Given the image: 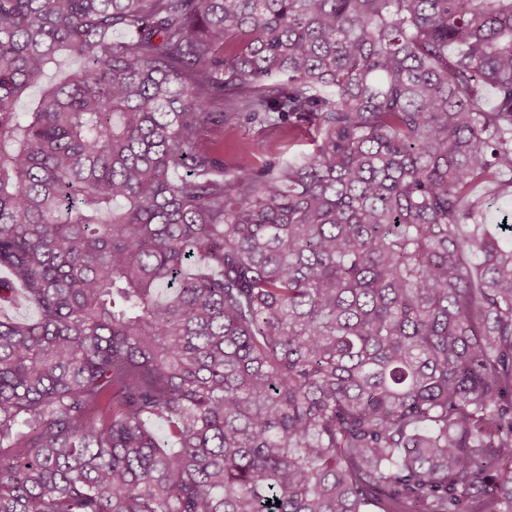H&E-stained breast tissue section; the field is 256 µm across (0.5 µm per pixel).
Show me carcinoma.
Segmentation results:
<instances>
[{"label": "carcinoma", "mask_w": 512, "mask_h": 512, "mask_svg": "<svg viewBox=\"0 0 512 512\" xmlns=\"http://www.w3.org/2000/svg\"><path fill=\"white\" fill-rule=\"evenodd\" d=\"M480 187L512 0H0V512H512ZM205 138L204 144L214 148L224 158V177L227 178L235 174L237 153L242 141L268 144L283 161L297 157L311 148L303 136L288 134L286 125L276 127L242 123L237 126L234 122H227L224 130H212Z\"/></svg>", "instance_id": "1"}]
</instances>
